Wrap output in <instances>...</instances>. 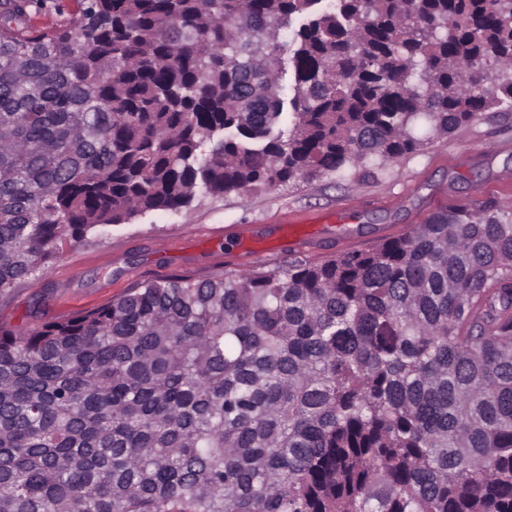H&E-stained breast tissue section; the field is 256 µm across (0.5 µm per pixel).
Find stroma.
Wrapping results in <instances>:
<instances>
[{
	"mask_svg": "<svg viewBox=\"0 0 512 512\" xmlns=\"http://www.w3.org/2000/svg\"><path fill=\"white\" fill-rule=\"evenodd\" d=\"M489 196L512 204V113L483 115L367 173L200 197L178 212L106 227L66 247L50 268L0 298V320L25 332L111 302L146 280L324 260L351 242L368 247L404 233L450 199ZM293 214L304 223L289 224Z\"/></svg>",
	"mask_w": 512,
	"mask_h": 512,
	"instance_id": "obj_1",
	"label": "stroma"
}]
</instances>
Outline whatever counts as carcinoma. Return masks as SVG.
<instances>
[{
  "label": "carcinoma",
  "instance_id": "obj_1",
  "mask_svg": "<svg viewBox=\"0 0 512 512\" xmlns=\"http://www.w3.org/2000/svg\"><path fill=\"white\" fill-rule=\"evenodd\" d=\"M78 2L0 0L1 297L106 226L512 112V0ZM0 512H512V207L0 323ZM35 3L37 6L32 21L37 26L59 22L78 5L77 0H42Z\"/></svg>",
  "mask_w": 512,
  "mask_h": 512
}]
</instances>
